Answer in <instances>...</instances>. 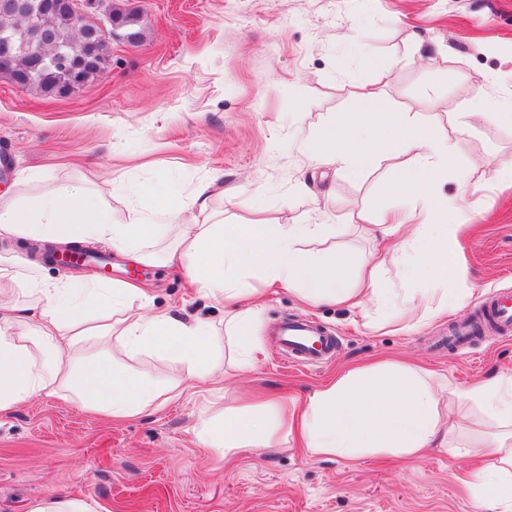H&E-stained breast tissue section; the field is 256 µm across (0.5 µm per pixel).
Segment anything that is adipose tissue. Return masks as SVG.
Masks as SVG:
<instances>
[{
	"mask_svg": "<svg viewBox=\"0 0 512 512\" xmlns=\"http://www.w3.org/2000/svg\"><path fill=\"white\" fill-rule=\"evenodd\" d=\"M303 147L318 165L353 180L364 177L382 156L412 155L394 190L414 198V209L392 224L374 221L373 231L388 237L405 228L393 262L408 260L412 270L436 283L457 275L458 241L448 211L476 205L482 185L465 174L455 195L443 192L444 178L457 164L447 138L408 113L391 110L374 94L362 93L348 117L304 133ZM214 188L208 179L184 196L160 181L150 190L151 205H131L117 218L84 186L55 184L32 199L0 204V239L91 242L146 261L150 255L144 245L153 233L175 228L176 243L166 251L164 264L223 302L224 330L234 337L244 365L258 347L261 304L243 271L257 270L267 282L293 287L311 304L368 301L378 310L389 308V299L372 286L378 265L365 266L363 287L352 288L335 266L315 265L303 251V244L325 239L329 225L227 224L211 207ZM23 287L34 305L0 306V410L66 391L84 407L128 419L184 396L181 382H159L89 354L91 334L83 326L93 311L109 315L92 334L98 343L116 340L131 351L165 352L176 356L192 378H224L210 326L145 314L148 297L141 288L102 286L90 278L49 281L35 265L27 266ZM467 403L479 406L496 429L485 466L471 475L479 512H512V376L452 388L443 396L422 373L403 364L352 368L309 397L297 428L313 455L354 460L390 453L415 459L431 445L448 446L454 429L445 420ZM270 423L262 405L228 407L222 417L203 419L197 436L201 447L243 452L261 447Z\"/></svg>",
	"mask_w": 512,
	"mask_h": 512,
	"instance_id": "1",
	"label": "adipose tissue"
}]
</instances>
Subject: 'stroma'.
I'll list each match as a JSON object with an SVG mask.
<instances>
[{
	"label": "stroma",
	"instance_id": "obj_1",
	"mask_svg": "<svg viewBox=\"0 0 512 512\" xmlns=\"http://www.w3.org/2000/svg\"><path fill=\"white\" fill-rule=\"evenodd\" d=\"M142 14L144 40L112 43V64L65 97L22 90L0 77V157L11 163L0 201L31 197L39 183L19 175L85 184L115 213L139 201L158 179L182 193L216 181L212 200L225 223L309 224L313 193H330L325 223L336 234L309 249L345 256L347 278L363 259L392 249L358 213L411 210L389 196L407 157L387 159L360 180L316 165L302 149L300 128L349 113L362 93L416 113L474 166L483 189L478 204L452 210L459 225L458 274L465 289L447 314L406 331L396 321L342 305L309 307L285 285L263 290L256 361L241 366L224 333V307L204 297L162 260L135 263L102 249L109 267L44 263L47 279L101 277L146 287L150 310L213 324L224 381L188 378L178 359L127 351L118 342L92 353L178 380L187 396L137 419L115 422L70 397L34 398L0 410V512H31L35 503L90 502L95 512H477L468 485L493 432L479 409H458L455 446L416 460L371 454L350 461L314 456L296 436L273 430L266 447L224 454L201 447V418L220 415L237 396L279 398L303 405L343 369L402 360L431 375L436 388H466L512 374V338L484 328L462 354L432 343L451 322L473 318L494 295L512 292V122L488 123L486 105L512 102V0H129ZM306 318L336 338L325 364L292 367L281 360L273 328Z\"/></svg>",
	"mask_w": 512,
	"mask_h": 512
}]
</instances>
